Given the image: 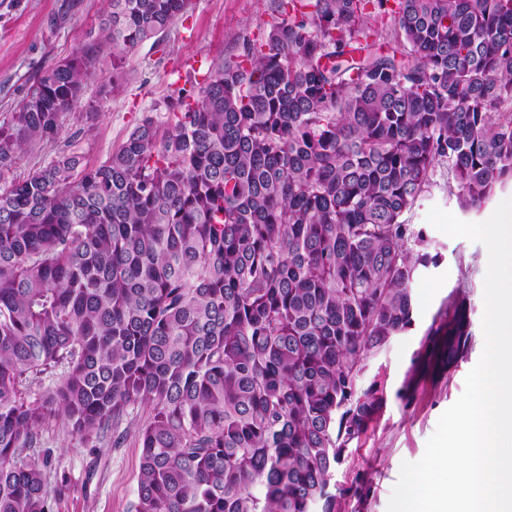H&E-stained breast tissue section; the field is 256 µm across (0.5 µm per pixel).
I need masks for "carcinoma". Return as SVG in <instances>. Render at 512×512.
Segmentation results:
<instances>
[{
  "instance_id": "1",
  "label": "carcinoma",
  "mask_w": 512,
  "mask_h": 512,
  "mask_svg": "<svg viewBox=\"0 0 512 512\" xmlns=\"http://www.w3.org/2000/svg\"><path fill=\"white\" fill-rule=\"evenodd\" d=\"M190 7L109 0L0 122V512H52L48 461L27 459L50 420L97 438L135 408L131 512H344L367 478L340 489L336 468L385 402L362 362L414 325L440 259L407 214L439 163L464 209L512 179V0H272L263 32L154 105L165 122L96 167L11 176L103 52L115 87ZM470 339L465 301L439 312L396 396ZM65 369L58 367L43 374L39 379L27 384V392L31 401L40 399L53 392L61 383Z\"/></svg>"
}]
</instances>
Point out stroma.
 <instances>
[{
    "mask_svg": "<svg viewBox=\"0 0 512 512\" xmlns=\"http://www.w3.org/2000/svg\"><path fill=\"white\" fill-rule=\"evenodd\" d=\"M107 8L108 0H0V120L19 107L43 67L72 56L89 40ZM272 17L270 0H193L192 9L173 21L160 42H145L129 54L123 78L110 93L103 86L112 73L111 61L102 57L83 95L84 100L96 101L98 114L76 115L66 121L55 141L26 147L14 175L26 176L63 152L78 154L90 167L106 161L137 122L149 115L163 120V113L152 107L183 87L187 64L198 61L208 69L224 61L235 53L238 35H257ZM450 179L447 165H437L433 186L408 215L411 223L424 228L441 254L440 262L422 270L413 285L412 328L363 363L362 385L379 381L386 402L378 420L346 449L336 473L343 488L354 485L360 473L370 480L365 497H345V512H387L402 462L423 457L441 414L463 393L465 378L482 355L489 252L482 243L447 236L429 225L426 216L436 206L465 222L486 221L503 200L512 198V179L497 185L481 207L467 211L450 193ZM456 296L468 306L472 341L467 354L449 373L422 376L413 401L402 402L396 392L427 327ZM141 419L140 410L129 411L119 426L125 438L117 447L111 437L85 440L72 434L63 420L50 421L30 456L49 463L46 490L53 512H129L140 474Z\"/></svg>",
    "mask_w": 512,
    "mask_h": 512,
    "instance_id": "35a3bbf8",
    "label": "stroma"
}]
</instances>
